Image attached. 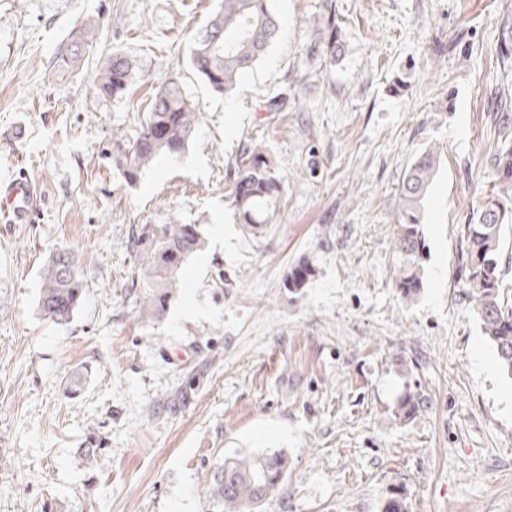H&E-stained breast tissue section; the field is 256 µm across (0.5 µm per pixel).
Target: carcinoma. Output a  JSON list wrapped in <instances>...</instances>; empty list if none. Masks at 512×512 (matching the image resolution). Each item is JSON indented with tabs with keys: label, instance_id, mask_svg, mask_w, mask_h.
Instances as JSON below:
<instances>
[{
	"label": "carcinoma",
	"instance_id": "1",
	"mask_svg": "<svg viewBox=\"0 0 512 512\" xmlns=\"http://www.w3.org/2000/svg\"><path fill=\"white\" fill-rule=\"evenodd\" d=\"M316 33L306 45V62L320 71L336 59L338 21L332 0H323ZM278 33V22L269 0H221L191 50L190 67L216 94L232 95L241 77L267 54ZM93 48L91 27L76 26L70 33L66 62H77ZM132 65L118 52L101 64L94 82L98 96L117 97L130 85ZM297 86L287 85L265 105L268 112H290ZM201 112L183 92L179 77L171 74L159 82L133 139L112 138L114 164L133 183L144 169L162 156L174 157L193 140ZM500 138L493 157L498 186L487 194L461 225L460 281L483 333L495 348L501 370L512 376V301L506 293L499 266L501 229L512 224V112L497 110ZM162 128L159 138L152 129ZM434 153L416 156L399 186V221L394 250L397 266L393 278L400 300L411 303L424 288L425 237L421 202L436 168ZM282 181L266 146L250 142L243 146L230 168L227 185L237 223L252 233L272 219V208L280 201ZM204 239L195 224H144L132 242L141 258L137 274L140 313L157 319L180 283L186 261L201 251ZM314 277V269L301 259L284 281L291 292L304 288ZM84 296L82 281L73 256L57 251L42 275L37 309L44 319L62 325L69 322ZM395 417L403 423L414 421L428 409V399L420 387L404 385L395 400ZM288 475V456L281 452L250 453L224 460L213 473L210 496L225 512H262L265 503L278 496ZM380 512H408L402 489L394 490L381 503Z\"/></svg>",
	"mask_w": 512,
	"mask_h": 512
}]
</instances>
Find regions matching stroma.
Instances as JSON below:
<instances>
[{
    "label": "stroma",
    "mask_w": 512,
    "mask_h": 512,
    "mask_svg": "<svg viewBox=\"0 0 512 512\" xmlns=\"http://www.w3.org/2000/svg\"><path fill=\"white\" fill-rule=\"evenodd\" d=\"M335 2V62L307 70L322 0H272L279 32L226 97L189 65L220 0H0V179L38 189L24 223H0V512H217L208 484L225 458L274 450L288 477L263 512H380L401 486L409 512H512V378L483 372L496 353L457 277V229L496 183L512 0ZM81 23L95 50L60 68ZM115 52L133 64L129 92L97 97ZM168 72L201 108L195 138L126 182L112 136H135L137 102ZM292 82L305 111L265 112ZM249 140L285 184L256 236L225 191ZM427 149L425 287L406 304L392 286L397 189ZM144 224H196L205 241L157 320L136 302ZM59 248L86 288L62 326L37 310ZM301 259L315 275L288 291ZM408 382L429 407L404 425Z\"/></svg>",
    "instance_id": "1"
}]
</instances>
